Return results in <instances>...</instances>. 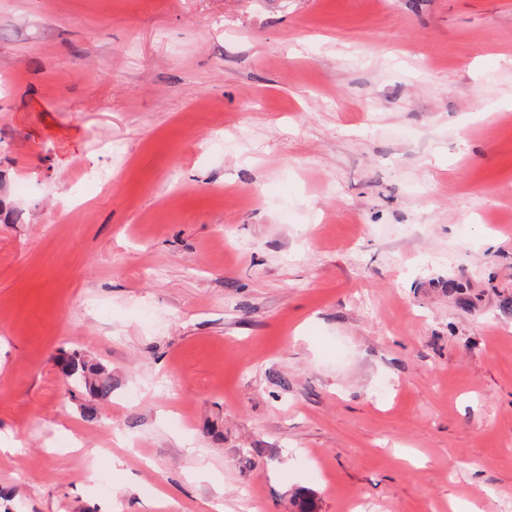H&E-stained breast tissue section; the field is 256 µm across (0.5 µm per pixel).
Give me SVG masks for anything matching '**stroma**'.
<instances>
[{
    "label": "stroma",
    "instance_id": "stroma-1",
    "mask_svg": "<svg viewBox=\"0 0 512 512\" xmlns=\"http://www.w3.org/2000/svg\"><path fill=\"white\" fill-rule=\"evenodd\" d=\"M160 490L512 512V0H0V512ZM63 372L84 388L91 397L107 401L112 397V373L103 366L70 356L65 359Z\"/></svg>",
    "mask_w": 512,
    "mask_h": 512
}]
</instances>
